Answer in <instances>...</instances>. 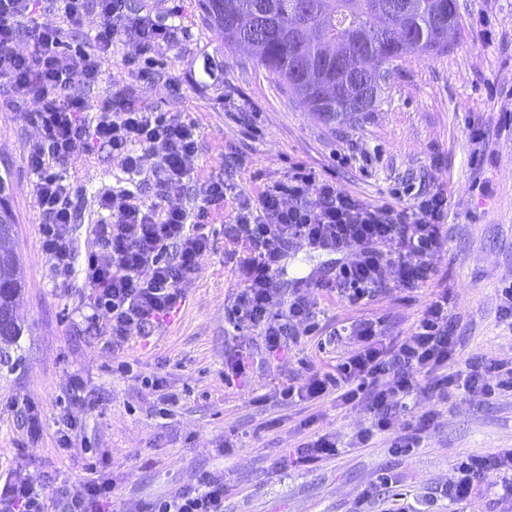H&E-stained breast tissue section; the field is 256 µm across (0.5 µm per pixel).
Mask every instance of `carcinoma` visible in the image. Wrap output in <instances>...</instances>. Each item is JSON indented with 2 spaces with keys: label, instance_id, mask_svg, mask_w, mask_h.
<instances>
[{
  "label": "carcinoma",
  "instance_id": "cac0c4a2",
  "mask_svg": "<svg viewBox=\"0 0 512 512\" xmlns=\"http://www.w3.org/2000/svg\"><path fill=\"white\" fill-rule=\"evenodd\" d=\"M199 7L205 23L224 30L226 44L258 43L261 66L326 122L371 111L393 61L442 54L448 29L459 30L454 0H199ZM331 44L339 45L341 59H327ZM367 59L376 77L363 90L357 72ZM14 228L8 205L1 204L0 309L14 316L11 340L0 349L6 365L7 347L23 333Z\"/></svg>",
  "mask_w": 512,
  "mask_h": 512
}]
</instances>
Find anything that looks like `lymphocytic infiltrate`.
<instances>
[{
    "label": "lymphocytic infiltrate",
    "instance_id": "f902f5d3",
    "mask_svg": "<svg viewBox=\"0 0 512 512\" xmlns=\"http://www.w3.org/2000/svg\"><path fill=\"white\" fill-rule=\"evenodd\" d=\"M46 8L56 16L49 24L40 20ZM91 13L98 18L96 28L85 41L71 42L70 33ZM179 16L176 8L164 22L149 14L132 16L127 0H0V86L7 90L0 96V110L20 113L41 131L26 160L33 174L31 196L47 219L42 250L56 277L65 281L72 273L74 248L62 227L74 221L79 188L69 166L105 150L128 175L148 177L153 184L149 201L131 190L99 196L100 218L93 227L97 247L86 257L89 329L106 322L118 342L175 313L180 284L197 275L208 250L203 227L227 202L232 208L225 237L244 249L235 313L257 330L269 353L288 349L295 340L294 324L313 316L306 294L287 298L273 286L290 245L303 243L332 253L355 247L356 259L336 277L340 295L351 302L390 278L406 287L424 280L428 258L445 236L447 192L423 195L408 210L369 206L301 166L286 182L244 196L223 178L194 177L195 121L141 104L129 85L101 105L80 92V85L98 82L119 45L126 49L127 69L148 74L152 50L179 42ZM23 39L27 51H14ZM189 182L194 206L170 204V197ZM360 336L361 347L335 371L313 374L299 388L311 402L330 395L348 404L365 399L373 418L359 433L360 444L392 429L417 389L418 373L432 378L438 404L453 390L491 398L512 389V360L476 354L462 369L449 371L456 340L447 293L436 294L412 334L393 346H386L371 324ZM488 477L498 478L502 498L512 499V449L460 462L448 486L449 498L464 500L475 482ZM61 500L65 512H105L112 502V483L94 473L63 486ZM0 512H53V503L41 487L19 477L0 486ZM147 512H224V478L203 472L194 486L152 504Z\"/></svg>",
    "mask_w": 512,
    "mask_h": 512
}]
</instances>
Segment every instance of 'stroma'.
<instances>
[{"label":"stroma","mask_w":512,"mask_h":512,"mask_svg":"<svg viewBox=\"0 0 512 512\" xmlns=\"http://www.w3.org/2000/svg\"><path fill=\"white\" fill-rule=\"evenodd\" d=\"M182 5L186 35L154 51L155 79L129 72L118 49L87 96L101 102L130 84L155 110L184 113L200 127L194 170L250 195L287 180L298 163L371 205L404 208L447 191V236L428 281L412 288L389 281L357 304L323 287L355 248L290 246L274 285L286 295L308 292L316 308L271 366L261 336L229 317L242 283L218 218L204 227L210 249L182 284L174 316L116 345L108 328L87 331V288L76 277L57 282L42 251L44 219L26 162L39 131L0 110V177L11 186L24 285L23 334L10 349L16 362L0 371V486L22 477L56 501L61 485L82 481L93 462L113 484L114 512H141L205 471L224 475V512H512L492 478L464 501L446 492L457 462L512 448V390L489 399L456 392L437 408L430 378L419 375L407 411L365 448L356 436L371 424L366 402L313 403L288 392L335 370L353 351L349 330L359 322H379L390 345L411 334L443 288L458 345L451 369L476 353L512 358V325L500 315L502 290L512 286V0H456L461 32L448 52L399 61L372 111L335 123L308 111L248 50L226 46L198 0ZM76 176V217L63 231L82 255L94 245L100 189L150 190L105 151L84 159ZM239 352L252 355L251 369L225 379V361ZM76 377L83 387L75 393ZM158 377L160 390L152 386ZM166 391L177 403L163 399ZM31 413L41 424L35 438L26 427ZM427 413L434 419L420 447L393 453L394 436ZM66 417L76 427L65 451ZM317 430L337 433L336 457L281 468V456Z\"/></svg>","instance_id":"35a3bbf8"}]
</instances>
